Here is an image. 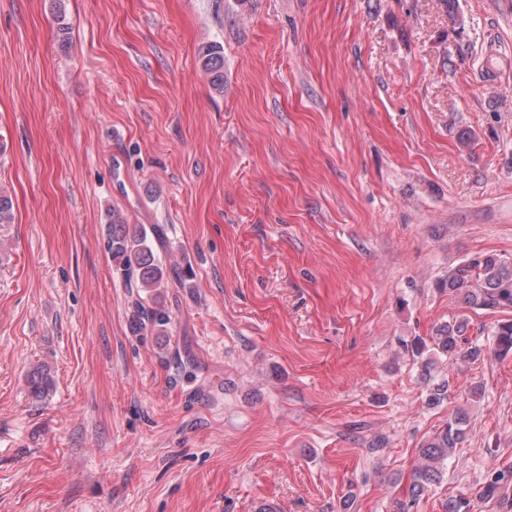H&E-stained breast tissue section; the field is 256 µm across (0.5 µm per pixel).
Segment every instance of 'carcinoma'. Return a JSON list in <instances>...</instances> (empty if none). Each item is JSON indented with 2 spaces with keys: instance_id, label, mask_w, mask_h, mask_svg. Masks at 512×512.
I'll use <instances>...</instances> for the list:
<instances>
[{
  "instance_id": "obj_1",
  "label": "carcinoma",
  "mask_w": 512,
  "mask_h": 512,
  "mask_svg": "<svg viewBox=\"0 0 512 512\" xmlns=\"http://www.w3.org/2000/svg\"><path fill=\"white\" fill-rule=\"evenodd\" d=\"M199 58L213 88L218 92L224 91V55L221 48L206 46L200 50ZM107 224L105 248L112 261L121 269L127 284L140 289L151 300L147 306L135 300L132 329L142 331L150 327L164 333L170 323L165 304V288L169 282L146 230L126 224L112 211L107 214ZM441 287L448 289V295L466 309L512 310V261L497 254L481 255L449 270ZM467 326V319L457 315L436 330L431 342L415 337L404 343V348L420 364L424 380H431L438 358L455 360L467 357L476 361L483 355L481 345L462 349ZM493 344L496 355L506 357L512 354V320L503 321L496 327ZM29 386L36 397L49 391L48 377L43 370L37 368L30 374ZM467 426L466 413L458 411L422 444L421 463L414 469L408 500L400 503L398 512H412L425 493L441 482L446 463L465 439Z\"/></svg>"
}]
</instances>
